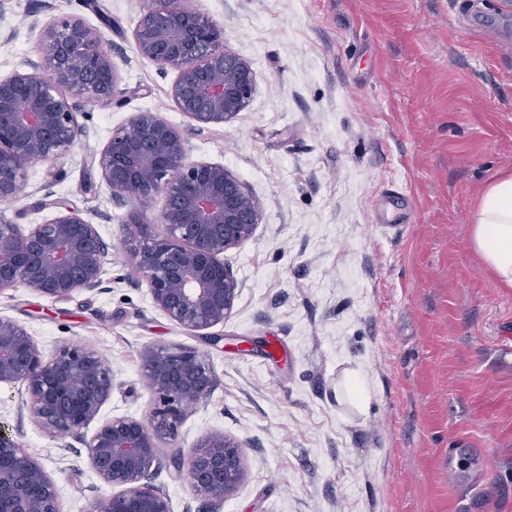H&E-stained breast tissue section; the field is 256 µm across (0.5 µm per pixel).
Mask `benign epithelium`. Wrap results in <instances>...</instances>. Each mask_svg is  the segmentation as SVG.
<instances>
[{
    "label": "benign epithelium",
    "instance_id": "1",
    "mask_svg": "<svg viewBox=\"0 0 512 512\" xmlns=\"http://www.w3.org/2000/svg\"><path fill=\"white\" fill-rule=\"evenodd\" d=\"M137 54L176 72L175 107L200 129L224 125L250 105L257 76L251 63L224 49V27L180 0H149L132 32ZM117 78L111 50L94 29L64 21L47 26L39 54L0 77V200L13 199L24 169L54 162L84 136L82 103H110ZM186 130L158 113H135L112 131L94 155L117 201L141 206L164 198L159 224L132 214L127 238L155 307L196 332L224 323L241 288L224 255L250 240L259 204L224 165L191 161ZM107 247L94 224L74 207L23 228L0 212V295L22 286L60 301L100 288ZM143 371L157 404L146 417L115 415L90 437L83 430L112 397L114 375L99 352L64 344L46 358L24 327L0 318V386L20 385L26 406L51 437L73 436L86 448L99 482L112 494L88 512H171L166 493L152 483L162 444L175 436L185 412L208 403L217 378L187 348H150ZM195 494L220 506L244 478L242 445L222 432L179 459ZM0 512H63L53 478L15 436L0 429Z\"/></svg>",
    "mask_w": 512,
    "mask_h": 512
}]
</instances>
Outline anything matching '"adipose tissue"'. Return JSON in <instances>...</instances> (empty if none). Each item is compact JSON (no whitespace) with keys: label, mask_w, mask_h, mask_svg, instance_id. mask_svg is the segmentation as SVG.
<instances>
[{"label":"adipose tissue","mask_w":512,"mask_h":512,"mask_svg":"<svg viewBox=\"0 0 512 512\" xmlns=\"http://www.w3.org/2000/svg\"><path fill=\"white\" fill-rule=\"evenodd\" d=\"M471 243L499 284L512 288V173L485 186L473 214Z\"/></svg>","instance_id":"obj_1"}]
</instances>
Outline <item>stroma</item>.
<instances>
[{
	"label": "stroma",
	"instance_id": "1",
	"mask_svg": "<svg viewBox=\"0 0 512 512\" xmlns=\"http://www.w3.org/2000/svg\"><path fill=\"white\" fill-rule=\"evenodd\" d=\"M147 2L0 0L17 29L0 38V76L62 18L99 31L117 73L112 103L84 104L85 137L0 201L23 226L80 209L108 246L104 286L65 301L19 287L0 317L44 356L98 350L114 371L105 419L149 412L148 348L203 355L217 385L154 478L172 512H512V288L471 246L484 186L512 171V0H188L257 75L248 109L201 130L170 97L174 73L135 51ZM145 109L187 128L188 158L224 164L261 207L226 254L233 313L201 332L152 304L123 231L133 206L93 159ZM20 400L0 389V427L56 480L63 512H87L108 489L83 444L44 434ZM214 431L242 443L246 470L217 508L173 465Z\"/></svg>",
	"mask_w": 512,
	"mask_h": 512
}]
</instances>
